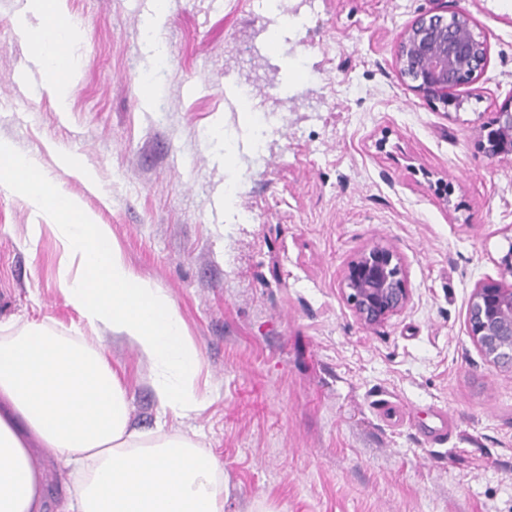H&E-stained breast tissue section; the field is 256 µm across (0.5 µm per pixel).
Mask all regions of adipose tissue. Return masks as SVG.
Instances as JSON below:
<instances>
[{"label":"adipose tissue","mask_w":512,"mask_h":512,"mask_svg":"<svg viewBox=\"0 0 512 512\" xmlns=\"http://www.w3.org/2000/svg\"><path fill=\"white\" fill-rule=\"evenodd\" d=\"M64 0H25L16 31L39 46L32 64L53 73L47 92L68 108L75 64ZM40 28H32L31 19ZM0 186L50 216L59 250L60 293L83 332L60 336L44 323L0 322V512H45L43 472L30 444L52 449L72 477L59 512H224L222 462L198 435L174 429L202 416L201 352L180 309L127 262L110 225L62 194L35 156L0 142ZM133 349L150 367L156 427L130 416L129 392L107 342Z\"/></svg>","instance_id":"ef3b65f1"}]
</instances>
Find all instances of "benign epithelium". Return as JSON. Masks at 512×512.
I'll list each match as a JSON object with an SVG mask.
<instances>
[{
  "instance_id": "benign-epithelium-1",
  "label": "benign epithelium",
  "mask_w": 512,
  "mask_h": 512,
  "mask_svg": "<svg viewBox=\"0 0 512 512\" xmlns=\"http://www.w3.org/2000/svg\"><path fill=\"white\" fill-rule=\"evenodd\" d=\"M477 24L465 10L422 14L404 31L396 49L401 76L430 100L459 110L456 89L484 70L489 49L476 34ZM484 155L512 160V108L497 113L492 127L474 128ZM339 290L356 319L374 329L403 312L412 290L399 254L376 244L358 253L346 266ZM467 325L473 344L495 372L512 375V282L486 278L473 288Z\"/></svg>"
}]
</instances>
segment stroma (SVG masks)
<instances>
[{
    "instance_id": "35a3bbf8",
    "label": "stroma",
    "mask_w": 512,
    "mask_h": 512,
    "mask_svg": "<svg viewBox=\"0 0 512 512\" xmlns=\"http://www.w3.org/2000/svg\"><path fill=\"white\" fill-rule=\"evenodd\" d=\"M23 5L0 0V141L177 303L213 397L184 428L224 464V512H512V376L491 375L466 322L512 246V162L474 135L512 105V0H65L79 70L65 112L16 33ZM437 8L468 10L489 46L454 114L395 67L405 29ZM63 151L97 187L58 167ZM37 221L0 186V321L67 335L80 320L55 238L23 245ZM375 243L401 254L412 300L368 330L339 282ZM107 349L152 428L149 366Z\"/></svg>"
}]
</instances>
